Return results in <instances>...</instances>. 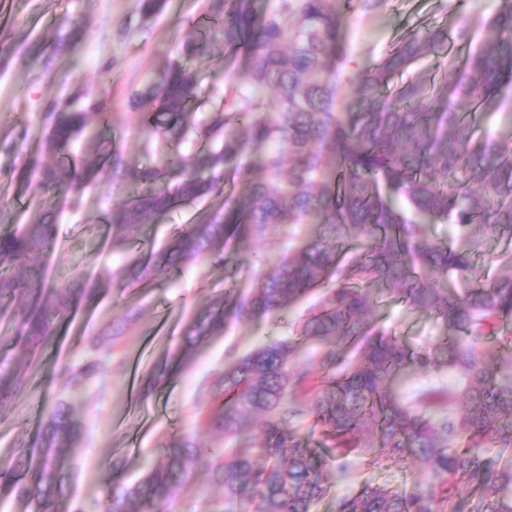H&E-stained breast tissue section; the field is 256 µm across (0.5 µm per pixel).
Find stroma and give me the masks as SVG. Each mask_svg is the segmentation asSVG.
<instances>
[{"mask_svg":"<svg viewBox=\"0 0 512 512\" xmlns=\"http://www.w3.org/2000/svg\"><path fill=\"white\" fill-rule=\"evenodd\" d=\"M499 4L500 0H383L372 12L343 15L341 32L351 48L345 75L354 79L372 69L410 32L451 29L461 19L491 15ZM213 6L214 0H166L160 13L147 17L138 0H0V137L9 136L14 143L12 151L0 149V236L13 232L29 216L28 197L9 184L10 169L30 160L47 162L41 117L72 102L76 92L101 101L110 116L97 145L99 153L120 150L129 165L137 167L194 150L190 140L163 145L141 123L131 96L176 61L195 75L198 97L192 110L197 118L223 103L228 83L242 79L246 58L225 51L213 31ZM74 25L83 29L76 41L66 37ZM188 40L202 42V50L184 55L182 45ZM134 191V186H115L106 179L80 196L40 190V211L55 224L58 242L53 252L34 258V265L60 274L62 283L89 282L100 285L102 292L64 313L56 336L28 372L26 385L0 403V467L6 465L9 451L35 447L58 402L70 404L83 426L71 453L73 491L91 508L107 493L113 462H123L122 481L129 486L172 438L221 441V434L205 428L201 420L217 406L212 385L224 370L227 351L241 356L292 337L296 321L312 304L304 299L263 321L228 317L223 330L207 337L183 369L151 387V372L170 360L191 315L214 295L247 291L253 283V255L285 252L288 239L271 228L260 238L227 241L224 249L234 261L232 269L201 258L127 289L117 304L108 289L113 275L131 258L148 257L152 246L184 231L196 212L192 206L171 210L127 231L124 242L113 245L114 229L105 218ZM373 308L379 325L410 345L443 334L433 313L410 309L397 298L374 297ZM106 346L112 354L103 359L98 373L78 390L68 389V367ZM428 479L419 465L364 457L353 462L349 474L337 477L335 490L312 512H337L341 497L367 481L401 489ZM217 503L223 512L248 510L247 505L225 501L206 469L196 466L171 509L211 512Z\"/></svg>","mask_w":512,"mask_h":512,"instance_id":"stroma-1","label":"stroma"}]
</instances>
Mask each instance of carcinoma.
Returning <instances> with one entry per match:
<instances>
[{
	"label": "carcinoma",
	"mask_w": 512,
	"mask_h": 512,
	"mask_svg": "<svg viewBox=\"0 0 512 512\" xmlns=\"http://www.w3.org/2000/svg\"><path fill=\"white\" fill-rule=\"evenodd\" d=\"M382 0H278L258 20L252 0H217L224 47L249 60L244 79L222 108L195 120L198 87L183 65H170L139 93L147 126L201 145L186 159L127 170L120 152L81 165L13 170L10 182L32 197L38 187L81 194L102 175L117 185L135 179L143 191L106 222L124 230L151 224L158 214L211 199L185 232L168 240L153 263L133 260L112 278L115 296L168 268L201 257L225 268L224 241L262 236L278 225L306 236L283 256L257 260L250 291L222 294L196 311L172 360L183 365L205 337L232 315L262 320L291 308L336 280L296 322L295 337L231 358L215 386L222 400L208 424L233 438L256 421L261 440L249 448L201 446L174 438L158 463L137 482L112 481L98 512H168L192 463L206 465L224 500L249 512H310L332 488L326 459L301 432L304 420L321 427L344 475L350 456L421 463L430 481L401 491L363 483L340 500L339 512H512V352L497 336L512 325V251L496 256L491 277L476 267L477 242L443 244L421 224L452 223L512 240V135L475 139L480 114L512 99V0H501L488 22L495 34L478 36L465 20L453 30L415 31L355 83L344 76L349 48L340 17L371 12ZM469 53L458 62L448 43ZM430 58L435 75L420 74L388 91L394 74ZM99 104L45 115L43 147L63 153L80 137L102 135L90 124ZM254 169L263 177L237 192L224 175ZM403 196L405 212L391 201ZM57 243L55 225L42 219L0 237V323L25 342V369L0 367V398L25 382L34 353L47 344L58 316L88 289L46 281L27 265ZM395 296L434 313L442 338L413 347L380 327L372 297ZM315 343V370L296 366L303 345ZM101 359L68 368L78 388ZM409 371L449 372L459 381L457 404L439 415L438 393L405 403L396 394ZM83 434L71 413L57 408L37 438V453H11L0 471L31 512H85L68 496L70 453ZM31 480H26V477Z\"/></svg>",
	"instance_id": "carcinoma-1"
}]
</instances>
